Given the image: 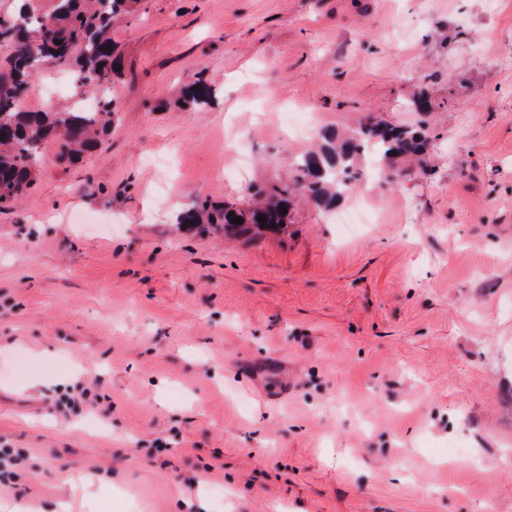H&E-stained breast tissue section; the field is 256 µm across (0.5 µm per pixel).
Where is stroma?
<instances>
[{
	"mask_svg": "<svg viewBox=\"0 0 512 512\" xmlns=\"http://www.w3.org/2000/svg\"><path fill=\"white\" fill-rule=\"evenodd\" d=\"M112 36L117 122L0 213V510L512 512V0H139ZM46 81L25 109L72 110ZM423 120L355 232L349 194L249 240L178 221Z\"/></svg>",
	"mask_w": 512,
	"mask_h": 512,
	"instance_id": "35a3bbf8",
	"label": "stroma"
}]
</instances>
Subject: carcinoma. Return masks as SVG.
<instances>
[{
	"label": "carcinoma",
	"mask_w": 512,
	"mask_h": 512,
	"mask_svg": "<svg viewBox=\"0 0 512 512\" xmlns=\"http://www.w3.org/2000/svg\"><path fill=\"white\" fill-rule=\"evenodd\" d=\"M138 0H56L53 11L41 15L23 8L25 19L15 15L0 17V38L11 50L6 71H0V210L10 207L33 184V170L41 160L38 147L49 139L61 141L60 159L73 163L96 147V136L112 129L118 120L115 90L122 72L120 54L112 41V23L123 13H132ZM110 49H105V46ZM76 73L79 86L110 96L96 112H30L21 107L29 78L38 66ZM212 97L203 81L185 92L186 104H205ZM325 144L295 162L297 176L278 188L275 196L246 209L232 205L215 207L206 201L195 203L181 216L190 224L217 225L224 236L236 238L256 229L271 232L288 230V214L293 197L301 192L318 207L330 206L338 197L361 182L368 172L369 151L381 160L418 159L430 143L426 129L396 126H365L341 137L323 134ZM264 216L261 223L258 216ZM241 218L239 224L232 223Z\"/></svg>",
	"instance_id": "1"
}]
</instances>
